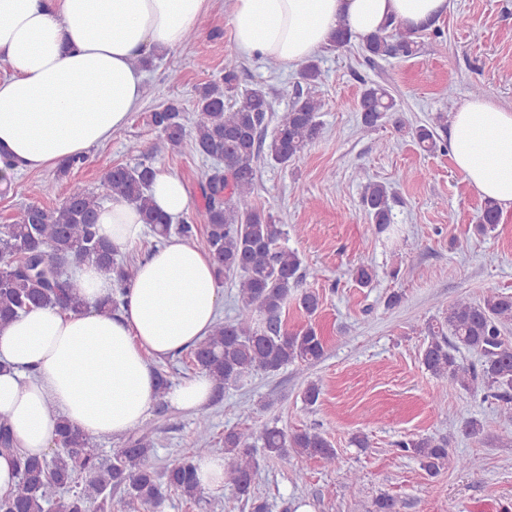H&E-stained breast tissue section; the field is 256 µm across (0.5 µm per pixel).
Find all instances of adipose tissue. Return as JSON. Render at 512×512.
<instances>
[{
  "mask_svg": "<svg viewBox=\"0 0 512 512\" xmlns=\"http://www.w3.org/2000/svg\"><path fill=\"white\" fill-rule=\"evenodd\" d=\"M205 8L206 0H0V155L37 172L109 140L142 102L146 72L136 59L180 47ZM445 8L446 0H234L230 24L239 54L297 68L338 28L359 38L391 19L415 29ZM449 122L457 170L482 198L512 209V112L468 99ZM150 195L175 221L192 205L183 181L162 168ZM97 224L121 248L147 231L120 200L101 205ZM76 273L83 313L40 308L0 327V417L29 455L49 452L61 418L95 437L138 427L158 397L153 361L194 347L223 307L209 253L179 237L139 263L117 314L99 309L112 278L92 261ZM212 389L201 372L165 397L198 412Z\"/></svg>",
  "mask_w": 512,
  "mask_h": 512,
  "instance_id": "obj_1",
  "label": "adipose tissue"
}]
</instances>
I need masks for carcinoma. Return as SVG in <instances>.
<instances>
[{
	"instance_id": "1",
	"label": "carcinoma",
	"mask_w": 512,
	"mask_h": 512,
	"mask_svg": "<svg viewBox=\"0 0 512 512\" xmlns=\"http://www.w3.org/2000/svg\"><path fill=\"white\" fill-rule=\"evenodd\" d=\"M420 49V31L392 23L361 39V50L369 60L408 58ZM321 77L316 61L303 65L301 78L307 86H317ZM357 108L366 128L391 122L397 131L404 129L403 120L395 116L393 96L380 84L365 86ZM321 109L322 101L316 95L300 93L269 134L272 105L268 91L258 86L239 93L237 67L230 64L224 66L221 80L196 88L191 128L185 127L175 102L161 104L149 114L150 124L163 134L165 147L179 150L188 140L198 154L218 163L200 187L203 209L177 227L179 234L191 237L194 223H201L215 278L239 276L238 313L231 321H219L190 351L194 367L209 375L218 392L256 371L275 374L290 363H313L325 356L326 340L315 326L290 330L282 324L291 289L299 287L303 277L302 261L297 252L277 245L282 225L254 200L258 160L286 167L304 154L323 134L318 120ZM446 126L448 113L439 112L432 122L416 126L413 136L423 150L443 151L447 145L438 130ZM153 176V167L144 163L107 166L99 173L102 193L75 184L61 205L29 204L11 223L0 226V327L32 308L83 312L82 286L64 271L82 262H95L125 290L136 275L135 265L116 259L114 247L99 234L96 213L105 198L124 201L138 209L156 236L166 237L170 224L149 194ZM396 203L387 183L364 185L361 205L378 232L393 223ZM498 221V206L487 200L475 230L486 234ZM300 304L312 317L322 297L310 289L302 293ZM259 317L265 320L262 326L257 324ZM511 328L512 295L489 291L478 301L459 298L441 315L423 323L420 362L448 390L480 391L502 402L509 413ZM462 349L479 357L480 368L459 359ZM210 430L208 416L197 418L196 447L159 472L153 462L156 428L152 426L129 433L123 446L106 458L89 435L61 420L56 425L55 452L49 458H38L14 448L8 422L0 418V450L14 453L17 461V481L0 496V512H45L54 503L62 512H86L89 502L96 504L97 512H156L168 492L194 501L201 494L196 460L209 452ZM257 442L267 458L286 462L294 454L327 465L336 463V448L317 428L288 433L266 424L249 433L225 432L224 484L250 504L251 512H267L266 503L254 493ZM397 447L402 455L417 460L430 477L468 465L449 451L446 437H412L399 441ZM117 489L123 491L118 508L112 503V491Z\"/></svg>"
}]
</instances>
